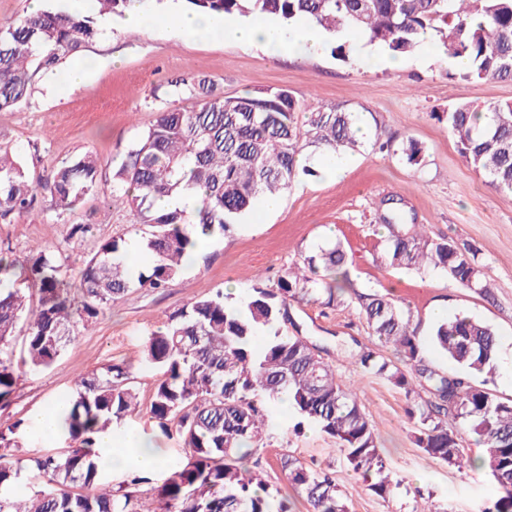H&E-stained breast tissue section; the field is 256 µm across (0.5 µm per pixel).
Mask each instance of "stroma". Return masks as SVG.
Here are the masks:
<instances>
[{
    "label": "stroma",
    "mask_w": 512,
    "mask_h": 512,
    "mask_svg": "<svg viewBox=\"0 0 512 512\" xmlns=\"http://www.w3.org/2000/svg\"><path fill=\"white\" fill-rule=\"evenodd\" d=\"M152 12L159 19L152 32L126 28L116 17L98 41L67 59V66H88L81 86H70L63 71H48L27 101L0 111V147L16 154L32 173L50 175L62 162L87 152L102 165L98 191L69 214L58 216L45 199L37 216L0 224V251L24 259L41 246L54 251L75 276L99 241L139 238L144 227L133 213L112 206V168L165 107L164 86L180 78L207 80L226 96L285 88L301 102L359 113L372 137L349 151L342 175L334 178L320 168L300 177L282 195L278 210L255 208L232 231L209 239L173 286L128 292L48 369L20 374L10 400L0 402V425L29 420L45 405L67 400L78 375L123 363L140 400L128 425L150 435L171 465L186 463L187 449L177 437L163 435L150 418L159 371L140 362L145 339L166 314L219 290L246 291L259 276L275 284L285 269L334 239L347 251L339 274L346 285L340 302H294L289 315L301 336L325 349L338 380L356 386L357 401L399 487L384 499L373 494L336 439L296 408L281 410L276 400L262 403L270 428L264 447L254 454L258 473L270 487L287 488L279 464L286 451L307 467L331 473L349 512H487L500 492L484 469L460 474L414 443L407 410L427 401V390L408 395L361 368L359 357L368 350L397 366L402 359L391 345L369 335L358 297L387 294L408 310L426 362L445 372L454 366L430 340L432 310L463 311L488 323L501 342L491 387L501 399H512V194L490 186L466 162L441 117L452 103L512 101V80H461L451 59L440 55L426 63L418 52L403 56L395 70L355 57L340 61L328 43L312 56L273 55L219 37L174 34L164 21L165 8ZM410 139L423 149L416 164L401 154ZM389 199L402 209L406 223L420 225L430 237L448 238L475 257L492 284L490 295L460 287L440 269L416 273L386 266L381 255L388 232L382 216ZM76 224L89 225V232L72 234Z\"/></svg>",
    "instance_id": "obj_1"
}]
</instances>
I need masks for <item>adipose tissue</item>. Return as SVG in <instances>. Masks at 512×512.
<instances>
[{
	"label": "adipose tissue",
	"instance_id": "1",
	"mask_svg": "<svg viewBox=\"0 0 512 512\" xmlns=\"http://www.w3.org/2000/svg\"><path fill=\"white\" fill-rule=\"evenodd\" d=\"M174 31L195 38L222 37L243 45H255L277 55L312 54L321 48V29L309 18L291 27L267 17L226 21L190 13H174L167 19ZM99 461L108 470L133 468L147 473L168 469L165 455L152 441L128 428H109L97 436Z\"/></svg>",
	"mask_w": 512,
	"mask_h": 512
}]
</instances>
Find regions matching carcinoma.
Returning <instances> with one entry per match:
<instances>
[{"instance_id": "carcinoma-1", "label": "carcinoma", "mask_w": 512, "mask_h": 512, "mask_svg": "<svg viewBox=\"0 0 512 512\" xmlns=\"http://www.w3.org/2000/svg\"><path fill=\"white\" fill-rule=\"evenodd\" d=\"M96 0L97 12L80 16L62 9L40 11L20 21L0 23V110L27 100L40 75L97 41L98 18L121 16L133 2ZM189 11L224 18L265 15L286 25L314 19L322 32L335 36L359 30L367 42L405 56L421 46L429 32L437 49L450 58L465 56L463 80H512V0H184ZM175 99L198 98V107H168L156 113L147 131L131 143L112 170V203L130 209L148 227L139 239L150 263L140 269L126 260L122 239L101 241L81 272L77 295L55 255L38 248L20 260L0 254V401H7L17 382L12 346L25 311L17 285L37 291L29 311L21 364L40 372L59 357L102 310L134 288H166L181 274L192 235L208 238L228 232L255 203L285 192L299 174L303 147L336 154L358 146L353 112L343 107L302 104L286 89L224 96L204 79L170 84ZM487 114L485 128L472 121ZM448 128L461 155L490 185L512 192V102L448 107ZM100 163L86 153L65 162L46 178L33 179L10 152L0 150V221L37 211L42 190L50 192L58 213L75 209L98 187ZM202 192L190 216L179 208L158 210L154 200L188 191ZM390 230L385 264L419 270L429 264L446 271L462 288L488 293L475 261L445 238L433 239L402 228L397 211L384 217ZM346 253L339 242L305 257L271 288L256 280L242 299L221 291L166 315L163 328L147 338L142 360L161 368L149 413L162 433L175 432L190 450L187 463L170 472L149 496L133 478L117 495L106 480L95 450L100 432L138 411V394L129 368L110 364L81 375L70 411L64 417L67 439L76 444L64 456L43 455L7 461L0 454V512H290L288 496L270 488L244 462L267 438L257 400L282 395L320 431L336 439L350 467L369 480L379 497L392 494L372 427L355 393L336 380L331 364L316 345L288 332L290 302L323 301L332 305L338 287L325 277L340 269ZM360 314L369 334L402 356L409 371L367 351L359 363L369 374L386 378L413 393L418 384L432 399L408 411L420 428L415 443L430 457L464 472L475 462L459 446V428L469 427L482 448L481 467L495 481L501 497L496 512H512V400L500 399L488 387L499 359V339L484 322L455 315L435 323L433 345L458 371L442 372L421 354L409 312L379 293L359 296ZM273 332L256 351L259 332ZM22 421L0 426V448L19 447ZM280 467L292 488L301 492L310 512H348L331 473L300 463L284 452ZM27 468L46 479L30 502L11 498L10 490Z\"/></svg>"}]
</instances>
